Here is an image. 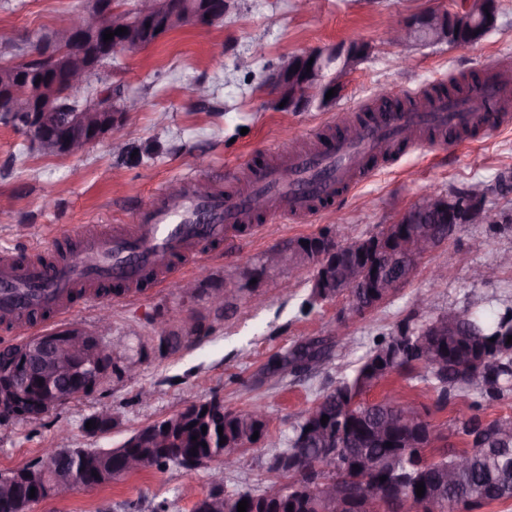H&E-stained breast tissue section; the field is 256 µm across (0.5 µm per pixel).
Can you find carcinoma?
I'll return each instance as SVG.
<instances>
[{
  "label": "carcinoma",
  "instance_id": "carcinoma-1",
  "mask_svg": "<svg viewBox=\"0 0 512 512\" xmlns=\"http://www.w3.org/2000/svg\"><path fill=\"white\" fill-rule=\"evenodd\" d=\"M477 37L470 26L448 21V45L464 47ZM22 62L23 70L0 76V105L5 107L14 97L11 88L20 79L31 75L48 84L55 77V64L29 54ZM482 83L478 74L462 76L451 88H436L422 96L427 108L446 97L464 100L472 88ZM124 92L118 86L96 87L85 97L67 95L58 98V117L92 104L100 112L121 108ZM427 231L441 246L460 227L448 224H427ZM401 289L374 295L368 288H311L305 304L309 307L347 299V307L364 315L396 297ZM445 319L446 336H429L427 325ZM512 305L503 306L489 319L468 312L445 311L430 314L420 326L404 324L398 330L373 343L355 364L352 374L335 388L319 395L304 412L301 421L288 436L286 447L278 449L261 462L271 474L270 486L284 484L279 499L265 498L266 489L224 493L217 512H237L238 503L248 501L247 512H335V494H362L388 503L394 497L391 487L364 485V478L373 472L404 479L401 505L410 512H475L496 501L512 500V415L485 422L478 411L487 402L512 394ZM331 355V345L323 338L306 339L286 353L275 354L265 369L270 374L306 375L322 366ZM406 374L438 394L446 401L455 396L463 399L472 414L459 420L458 432L475 439L462 449L434 446L435 426L421 419L412 428L396 426L400 413L412 402L400 397H385L369 402L363 396L393 374ZM205 402H189L181 410L137 430L144 436L167 430L169 444L163 448L144 447L147 466L162 467L169 463L185 469H197L213 460L245 452L256 441L254 432L263 438L268 422L259 415L264 407L252 405L242 409H224L220 423L202 413ZM328 416L321 424L322 416ZM316 424V433L303 444L297 438L309 424ZM223 433H218V426ZM207 431H202V427ZM197 440H192V437ZM224 445H219L220 438ZM336 449L335 467L322 469L325 449ZM197 455H191V452ZM85 458L77 455L69 460L70 471L78 486L90 488V479L83 475ZM424 483V496L416 494V485Z\"/></svg>",
  "mask_w": 512,
  "mask_h": 512
}]
</instances>
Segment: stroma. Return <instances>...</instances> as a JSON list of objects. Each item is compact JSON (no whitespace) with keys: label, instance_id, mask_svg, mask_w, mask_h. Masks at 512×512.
Returning <instances> with one entry per match:
<instances>
[{"label":"stroma","instance_id":"1","mask_svg":"<svg viewBox=\"0 0 512 512\" xmlns=\"http://www.w3.org/2000/svg\"><path fill=\"white\" fill-rule=\"evenodd\" d=\"M86 0H0V50L21 46ZM495 30L473 46L409 47L387 43L390 20L428 9L455 11L457 0H228L222 21L200 29L175 30L139 54H117L99 83L118 84L140 98L139 111L124 125L137 136L125 154L113 150L112 135L93 142L76 157L50 156L34 149L13 127L0 123V198L12 205L0 212V249L20 248L50 260L74 252V235L85 226L109 228L127 223L158 188L181 174L196 173L223 185L224 172L264 163L312 135L335 132L340 119L364 115L378 87L403 100L450 78L494 68L512 74V0H499ZM336 42H364L370 55L341 79V91L328 107L300 112L276 109L265 87L282 62L305 50ZM512 170V124L495 135L474 134L438 151L428 137L353 189L336 208L310 223H260L255 233L212 246L200 263H179L175 281L148 288L138 299L75 300L65 315L50 311L26 328L0 330V349L67 324L81 325L105 342L125 346L116 359L120 373L106 377L92 395L72 400L30 422L0 418V472L27 464L57 445L67 428L72 448H114L137 429L180 409L186 400L222 398L226 407L265 405L266 438L245 454L243 466L223 471L214 461L194 471L172 464L149 467L112 484L75 489L62 501L33 505L31 512H193L197 498L223 472L225 490H258L267 475L256 461L284 447L305 410L320 393L352 372L373 338L401 323H425L429 313L476 308L488 312L512 304V268L488 283L472 281L471 268L495 263L512 253V224H467L422 260L402 294L348 325L350 344H337L330 359L307 376L270 375L269 358L313 336H331L346 309L345 298L303 310L314 278L313 266L270 271L265 299L254 304L249 291L234 293L223 310L208 297L256 263L262 254L288 241L313 237L331 224L345 227L348 240L376 234L400 212L429 194L445 195L480 181L494 184ZM198 279L194 297H183L179 281ZM291 281L282 293V281ZM199 323L209 336L200 344L160 355V336L176 330V317ZM395 394L412 401L436 428L440 445L461 449L455 428L465 406L461 399L438 404L435 393L403 375H392L367 398ZM110 410L115 422L92 436L84 429L90 414Z\"/></svg>","mask_w":512,"mask_h":512}]
</instances>
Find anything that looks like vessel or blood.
<instances>
[{
    "label": "vessel or blood",
    "mask_w": 512,
    "mask_h": 512,
    "mask_svg": "<svg viewBox=\"0 0 512 512\" xmlns=\"http://www.w3.org/2000/svg\"><path fill=\"white\" fill-rule=\"evenodd\" d=\"M509 124L512 115L502 112L486 122L481 113L452 108L441 100L431 112L378 113L355 137L328 136L312 147L292 148L277 164L248 165L230 174L220 189L194 175L179 178L136 211L129 223L115 225L108 233L83 231L79 248L54 265L1 252L0 321L18 329L27 326L29 309L65 312L74 289H83L85 298L93 299L94 285L100 281L122 284L128 295H141L140 284L148 274L169 280L175 259H204L211 242L233 237L251 223L249 200L256 194L267 201L269 221L305 222L315 213L316 203L333 208L368 178L367 158L390 153L399 129L467 125L486 136Z\"/></svg>",
    "instance_id": "b4317fda"
}]
</instances>
